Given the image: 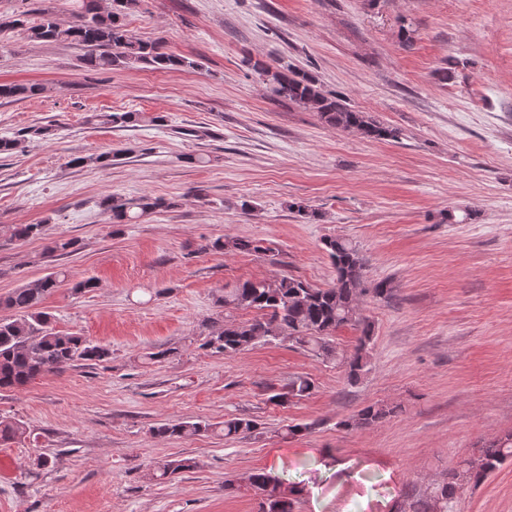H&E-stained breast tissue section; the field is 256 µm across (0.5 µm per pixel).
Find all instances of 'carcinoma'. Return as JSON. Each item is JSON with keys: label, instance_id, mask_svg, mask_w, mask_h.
Wrapping results in <instances>:
<instances>
[{"label": "carcinoma", "instance_id": "obj_1", "mask_svg": "<svg viewBox=\"0 0 512 512\" xmlns=\"http://www.w3.org/2000/svg\"><path fill=\"white\" fill-rule=\"evenodd\" d=\"M70 20L62 24L55 10H39V20L30 23L19 14L0 18V32L20 28L28 39L43 42H69L83 46L86 53L82 64L89 71H107L114 67H149L154 70H182L197 63L187 57L163 51L159 40L135 39L128 35L122 17L136 10L141 0H112L103 9L99 0H69ZM266 77L270 92L281 100L304 106L320 114L331 127L342 131H357L373 140L396 139L399 131L381 125L365 112L351 109L336 96H328L315 78L290 67L271 69L259 67ZM45 87L40 83H0V99H24L40 96ZM103 124L122 126L135 119L133 112H113L95 115ZM165 206L161 199L148 196L122 198L109 195L101 201L103 211L112 224H136L141 218ZM40 224H8L0 226V239L9 242L26 241L40 236ZM325 249L336 271V280L329 288H314L293 276L275 280H246L224 292L218 299L220 307L255 309L262 317L236 324L223 322L210 334L205 346L214 354H233L248 350L259 343H271L286 337L295 345L325 360L336 358L330 337L345 325L361 328L354 352L343 359L348 382L354 384L368 371L372 342V324L359 313L365 264L358 249L345 239L329 238ZM212 251H268L251 241L218 237L206 245ZM79 250L75 238H58L51 242L48 253L67 256ZM63 272L52 271L44 277L0 296V309L13 315L0 319V391H10L27 385L49 373L64 371L80 362H101L110 355L109 349L84 336L61 333L51 323L48 313L39 310L46 295L62 283ZM313 382L297 376L288 383V391L275 393L270 401L283 403L311 394ZM394 413L382 405H371L357 418L344 420L346 427L374 424ZM220 431L224 437L251 434L257 430L252 419L229 418L220 423L178 421L163 423L153 429L157 436L191 437L207 431ZM26 434L25 424L13 418L0 417V443H9ZM512 457V434L482 450L477 468L461 462L451 473V482L436 488L433 495L417 503L413 512H454L456 485L479 484L506 459ZM191 458L165 460L156 465L152 477L165 480L193 469ZM257 489L272 487L275 501L270 512H292L294 487L282 485L265 471L251 475Z\"/></svg>", "mask_w": 512, "mask_h": 512}]
</instances>
